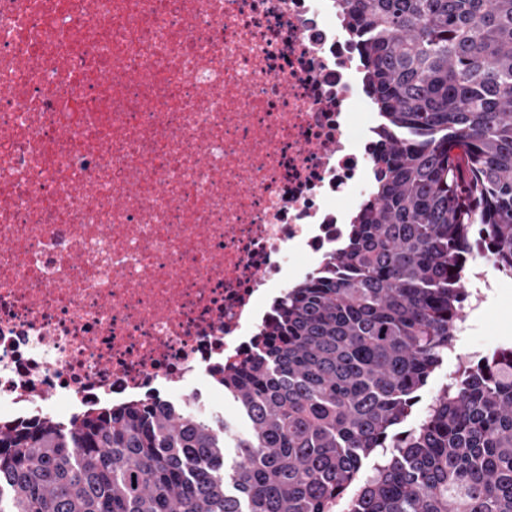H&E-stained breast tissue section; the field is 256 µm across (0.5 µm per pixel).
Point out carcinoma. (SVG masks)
<instances>
[{"instance_id": "cac0c4a2", "label": "carcinoma", "mask_w": 512, "mask_h": 512, "mask_svg": "<svg viewBox=\"0 0 512 512\" xmlns=\"http://www.w3.org/2000/svg\"><path fill=\"white\" fill-rule=\"evenodd\" d=\"M376 130L373 195L218 382L248 421L144 397L0 424V512H512V348L396 431L464 322L473 250L512 273V0H337ZM479 226V239L469 235Z\"/></svg>"}]
</instances>
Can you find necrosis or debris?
<instances>
[{"label": "necrosis or debris", "instance_id": "necrosis-or-debris-1", "mask_svg": "<svg viewBox=\"0 0 512 512\" xmlns=\"http://www.w3.org/2000/svg\"><path fill=\"white\" fill-rule=\"evenodd\" d=\"M336 0H0V422L211 405L374 185Z\"/></svg>", "mask_w": 512, "mask_h": 512}]
</instances>
